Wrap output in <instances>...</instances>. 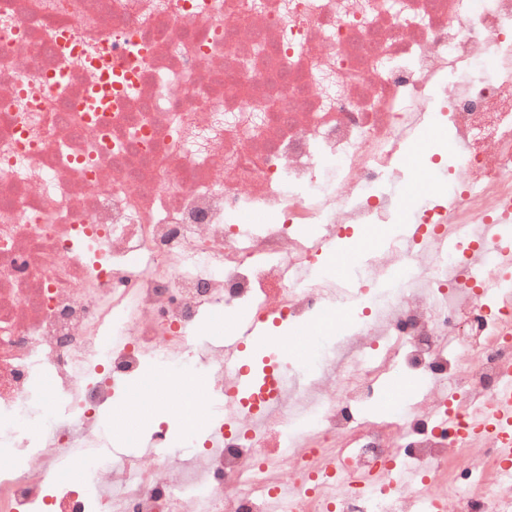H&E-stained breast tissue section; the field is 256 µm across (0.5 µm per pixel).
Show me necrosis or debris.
I'll return each instance as SVG.
<instances>
[{"mask_svg":"<svg viewBox=\"0 0 512 512\" xmlns=\"http://www.w3.org/2000/svg\"><path fill=\"white\" fill-rule=\"evenodd\" d=\"M446 133L448 202L383 236L305 386L235 398L218 442L114 458L125 384L167 400L238 314L344 300L319 238L395 224L404 147ZM336 168L331 184L325 166ZM512 0H0V512H512L462 419L512 375ZM429 394L357 418L389 372Z\"/></svg>","mask_w":512,"mask_h":512,"instance_id":"4bbe7bcc","label":"necrosis or debris"}]
</instances>
